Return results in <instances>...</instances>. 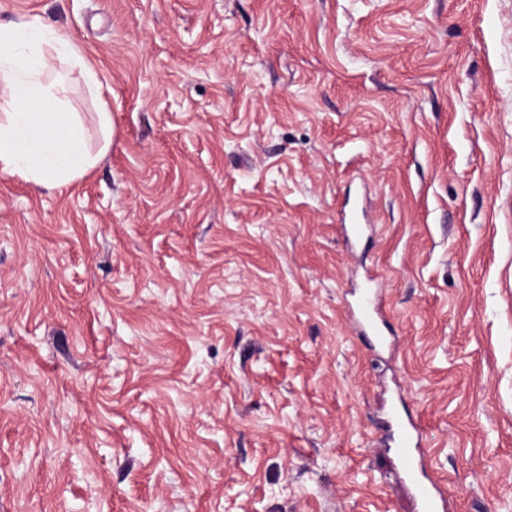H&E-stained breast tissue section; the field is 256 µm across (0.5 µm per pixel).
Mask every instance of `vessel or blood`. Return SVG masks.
Masks as SVG:
<instances>
[{"label":"vessel or blood","mask_w":512,"mask_h":512,"mask_svg":"<svg viewBox=\"0 0 512 512\" xmlns=\"http://www.w3.org/2000/svg\"><path fill=\"white\" fill-rule=\"evenodd\" d=\"M354 326L374 342L385 344L384 318L377 289H367L357 309L351 310ZM386 442L394 451L398 470L412 492L419 512H446L447 500L442 490L428 481L422 466L418 431L412 420L392 414L385 422Z\"/></svg>","instance_id":"vessel-or-blood-1"}]
</instances>
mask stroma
I'll use <instances>...</instances> for the list:
<instances>
[{
    "instance_id": "obj_1",
    "label": "stroma",
    "mask_w": 512,
    "mask_h": 512,
    "mask_svg": "<svg viewBox=\"0 0 512 512\" xmlns=\"http://www.w3.org/2000/svg\"><path fill=\"white\" fill-rule=\"evenodd\" d=\"M35 16L112 133L0 174V512H414L393 412L454 512H512V0H0ZM366 293L357 309L351 308L350 316L354 326L365 336H371L378 344L386 343L383 314L378 289L366 288Z\"/></svg>"
}]
</instances>
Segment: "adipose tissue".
Returning <instances> with one entry per match:
<instances>
[{"mask_svg": "<svg viewBox=\"0 0 512 512\" xmlns=\"http://www.w3.org/2000/svg\"><path fill=\"white\" fill-rule=\"evenodd\" d=\"M79 67L92 94L97 72L63 32L33 17L0 28V172L52 190L83 177L102 158L88 148L75 113L44 83L55 60Z\"/></svg>", "mask_w": 512, "mask_h": 512, "instance_id": "1", "label": "adipose tissue"}]
</instances>
